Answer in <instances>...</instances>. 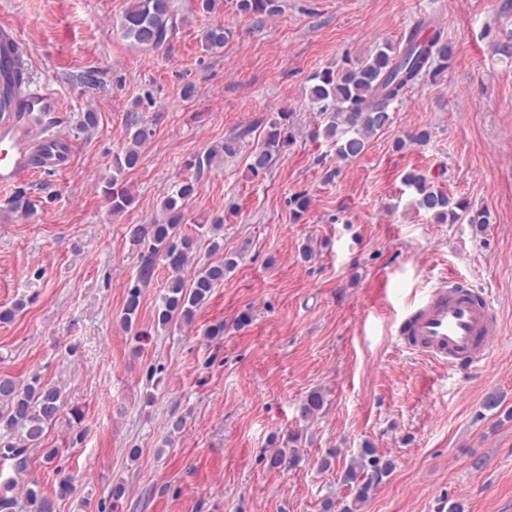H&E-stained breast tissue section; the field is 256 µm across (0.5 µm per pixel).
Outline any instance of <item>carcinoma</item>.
I'll list each match as a JSON object with an SVG mask.
<instances>
[{
	"label": "carcinoma",
	"mask_w": 512,
	"mask_h": 512,
	"mask_svg": "<svg viewBox=\"0 0 512 512\" xmlns=\"http://www.w3.org/2000/svg\"><path fill=\"white\" fill-rule=\"evenodd\" d=\"M174 0H131L122 19L124 36L134 43L159 49L177 35L179 22ZM239 12L254 16H274L280 13L279 0H238ZM233 37L222 24L207 28L201 37L202 48L216 53ZM452 58V47L444 31L433 20L422 17L396 43H385L367 58L353 62L345 60L338 69L325 68L309 78L308 97L317 108L320 121L309 132L314 139L332 142L342 160L360 156L368 141L392 123L393 104L401 101L408 91L430 80L442 78ZM29 83L24 64L0 72V116L6 112L16 89ZM140 103L128 113L124 126V146L113 159L115 175L106 181L104 194L110 211L122 213L135 204L132 191L121 182L119 175L135 168L148 141L150 130L139 116ZM251 134L250 127L231 132L224 144L212 147L187 163L194 170L190 179L178 181L166 195L161 208L166 221L139 224L132 230V240L139 246L140 269L134 284L129 287L123 307L122 323L131 328L138 319L141 286L148 283L156 265L163 264L168 278L155 311L156 325L165 329L172 324H189L196 310L211 296L213 289L224 280V273L237 266L235 259L223 257L218 262L185 277L189 261L198 249L199 238L182 229L187 202L195 195L198 181L228 159L237 157ZM430 133L418 130L397 139L395 148L402 150L412 144L429 140ZM297 140L294 113L281 111L266 123L263 139L249 153L247 171L256 178L268 174L277 158ZM404 183L413 189L415 206L437 224H486L485 211L475 209L465 199H454L436 188L428 179L411 171ZM295 220H300L310 207V197L300 192L290 197ZM324 406L322 393L313 391L303 402L300 411L304 419H312ZM62 411L57 389L41 380L38 374L20 384L10 377H0V456L25 461L30 449L42 447L46 429ZM393 469V463L364 448L345 470L343 483L354 491V497L342 512H359L371 491ZM14 480L0 487V512H56L57 500L73 494V478L59 475L53 495L43 492L38 482L27 484L24 505L11 494Z\"/></svg>",
	"instance_id": "cac0c4a2"
}]
</instances>
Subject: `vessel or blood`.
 Returning a JSON list of instances; mask_svg holds the SVG:
<instances>
[{
	"label": "vessel or blood",
	"instance_id": "obj_1",
	"mask_svg": "<svg viewBox=\"0 0 512 512\" xmlns=\"http://www.w3.org/2000/svg\"><path fill=\"white\" fill-rule=\"evenodd\" d=\"M65 106L57 89L42 85L13 100L0 119V186L13 185L33 166L48 173L67 169L72 140L58 133ZM498 327L491 300L453 280L429 288L401 320L407 351L451 367H467L489 350Z\"/></svg>",
	"mask_w": 512,
	"mask_h": 512
}]
</instances>
